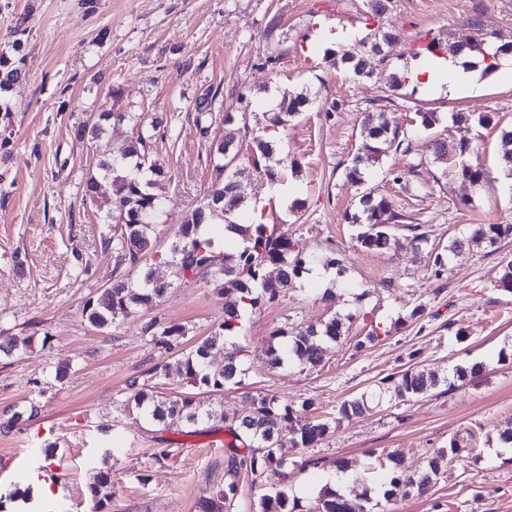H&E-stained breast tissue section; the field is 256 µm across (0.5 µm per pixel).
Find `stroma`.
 Segmentation results:
<instances>
[{
	"instance_id": "35a3bbf8",
	"label": "stroma",
	"mask_w": 512,
	"mask_h": 512,
	"mask_svg": "<svg viewBox=\"0 0 512 512\" xmlns=\"http://www.w3.org/2000/svg\"><path fill=\"white\" fill-rule=\"evenodd\" d=\"M364 12L363 0H0V52L22 72L0 110V336L31 339L22 352L0 356V411L32 401L40 409L21 427L0 431V512H99L87 487L101 470L112 476V497L100 512H197L209 485L223 477L224 445L212 443L207 429L161 432L113 405L130 378L171 355L145 333L150 321L184 325L190 346L223 320L224 299L218 281L176 282L160 267L155 275L170 287L158 305L104 331L88 323L83 306L115 259L103 245L110 235L104 211L84 204L85 187L100 160L122 151L132 127L98 140L76 132L104 112H131L156 125L149 153L166 172L156 192L172 238L215 178L211 158L222 123L202 133L196 99L211 90L217 109L245 114L240 136L248 143L267 125L266 98L257 89L272 81L283 88L308 83L320 97L279 134L298 163L282 188L304 207L294 217L288 202L269 203L268 220L306 238L316 265L338 259L342 275L333 300L306 279L247 318L242 343L253 361L245 382L284 402L312 400L331 429L314 447L291 452L295 465L287 474L270 468L241 481L231 512H257L262 494L281 486L301 512H311L336 460L359 472V494L384 480L389 452L401 453L412 470L428 451L453 441L460 454L427 497L396 495L377 512H512V448L499 440L512 424V292L499 285L512 239L463 250L439 278L430 274L427 248L413 241L419 230L444 245L479 224H512V179L498 149L501 130L512 126V78L484 75L450 96L408 87L391 94L388 111L411 151L382 156L368 186L402 219L391 250L367 251L356 239L358 225L348 221L359 190L345 169L363 150L365 113L387 94L386 72L378 67L353 78L327 59L345 45L326 42L346 29L366 35ZM474 17L512 41V0H393L383 19L400 34L392 66L402 67L422 39L461 36ZM13 40L19 50L8 49ZM248 90L250 103H241ZM420 109L491 114L492 124L473 129L486 170L481 187L436 160L435 140L451 143L457 133L445 124L415 133ZM393 170L404 172L401 183L391 181ZM335 312L351 316V339L374 322L392 334L359 351L351 339L330 344L310 371L269 369L264 351L273 330ZM474 359L483 370L466 385H442L406 402L373 401L360 417L338 412L388 374L416 366L445 374ZM61 364L70 371L59 381ZM39 473L53 477L48 495L7 500Z\"/></svg>"
}]
</instances>
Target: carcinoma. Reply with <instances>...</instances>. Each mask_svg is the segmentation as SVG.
I'll use <instances>...</instances> for the list:
<instances>
[{
	"mask_svg": "<svg viewBox=\"0 0 512 512\" xmlns=\"http://www.w3.org/2000/svg\"><path fill=\"white\" fill-rule=\"evenodd\" d=\"M397 40V34L377 26L362 49L343 54L335 64L350 75L359 78L371 69V59L385 63L388 60L385 48ZM512 54V42H499L496 36L483 31L476 21L470 31L458 40L450 42L434 36L423 41L414 56L437 57L439 55L473 57L468 62L477 66L475 59L485 63L484 71L490 72L495 65L486 62V54ZM216 95L207 91L195 102L196 121L206 122L215 111ZM312 102L311 88L278 91V103L269 117L266 130L285 126ZM459 137L455 144L441 140L435 146L437 158L447 162L453 175L479 187L486 178L482 165L474 160L475 145L471 137L472 127L491 122L487 113L472 116L464 112H452L448 116ZM440 116L430 110L416 112V123L425 131L436 128ZM240 117L232 112L224 113V133L217 140L214 150L216 177L208 189L206 204L194 209L185 224L181 225L175 240L168 249H160V218L162 202L152 192V186L164 172L147 164L146 147L154 135L139 131L124 148L121 156L101 164V169L110 177L113 201L106 211L112 223V234L104 239L105 248L112 249L115 266L101 291L90 297L84 305L83 316L94 327L106 329L133 313L138 307L156 304L171 287L152 274L158 265L168 266L173 276L181 282L197 281L206 276L224 281V320L211 335L196 342L188 349L181 347L180 339L185 328L178 323L161 324L157 321L147 325L152 341L173 351L170 361L159 364L147 372V378L134 377L120 391V407L131 413L137 412L153 424L166 430L179 423L193 428L202 423L217 422L212 432L226 431L230 440L224 444V481L209 487L207 495L199 501V512H224L238 494L239 480L243 476H258L268 468H275L288 477V449L310 448L329 432L326 419H312L304 413L312 410L309 400L299 407L284 403L270 393H255L246 389L244 378L249 357L247 347L238 342L247 313L262 304L273 302L306 278L310 272L308 243L301 237H290L277 229V225L265 219L241 218L240 211L249 198V192L236 179L232 169L251 168L259 173L266 183L282 179L287 167L286 158L277 155L276 142L268 135H256L247 148L238 147ZM361 135L367 142V154L357 155L346 168V179L362 186L367 182L369 166L389 151H410L398 139V127L383 108L368 112L361 125ZM359 212L351 216L352 222L363 226L358 242L368 250L382 252L393 244L391 228L402 219L390 202L374 191H364L358 199ZM220 219L224 234L240 239L235 253H228L217 245L216 239L204 231V227ZM512 237V224H479L466 239L455 238L433 259L434 275L447 270L448 262L467 246L486 244L492 246ZM351 317L332 314L318 325H310L303 332L288 336L279 328L272 332L266 350L267 363L272 367L285 365L302 370L318 366L324 345L338 342L348 332L346 322ZM174 376L188 386V390L168 396L153 390L152 381ZM448 378L435 372L409 367L379 379L373 396L381 401L390 395L401 401L424 395ZM227 388L245 390L250 409L228 415L219 405V399ZM368 406L367 394L348 399L340 405L338 413L344 417L359 416ZM26 420L38 414L37 406L29 403L21 412ZM17 411H3L0 430L10 432L22 423ZM460 451L456 443L448 449H437L426 457L425 464L412 474L401 470L397 455L388 456L387 484L384 493L388 499L396 492L404 497H423L436 480L441 462L453 459ZM110 476L99 471L88 487L91 498L102 503L110 497ZM378 504L367 492L351 498L324 490L319 497L315 512H374ZM262 512H296L297 506H288V498L281 489L265 494L261 498Z\"/></svg>",
	"mask_w": 512,
	"mask_h": 512,
	"instance_id": "1",
	"label": "carcinoma"
}]
</instances>
